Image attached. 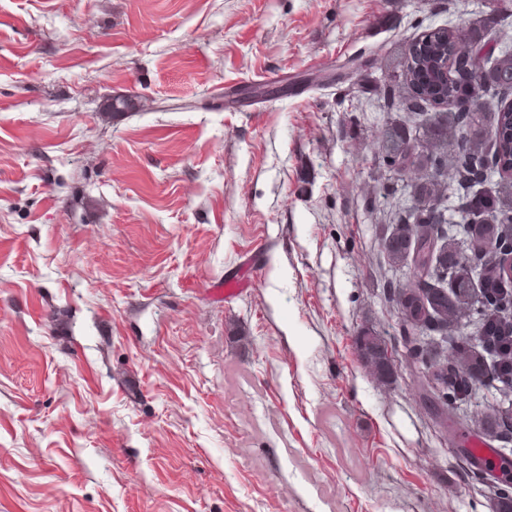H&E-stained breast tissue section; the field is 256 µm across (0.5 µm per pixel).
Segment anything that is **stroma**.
Returning <instances> with one entry per match:
<instances>
[{"label":"stroma","mask_w":512,"mask_h":512,"mask_svg":"<svg viewBox=\"0 0 512 512\" xmlns=\"http://www.w3.org/2000/svg\"><path fill=\"white\" fill-rule=\"evenodd\" d=\"M487 17L512 45L505 0H0V512H495L501 395L429 388L383 247L425 171L378 156L404 45ZM356 345L360 356L373 372L386 380L390 374V366L384 341L374 331L363 329L356 337Z\"/></svg>","instance_id":"stroma-1"}]
</instances>
